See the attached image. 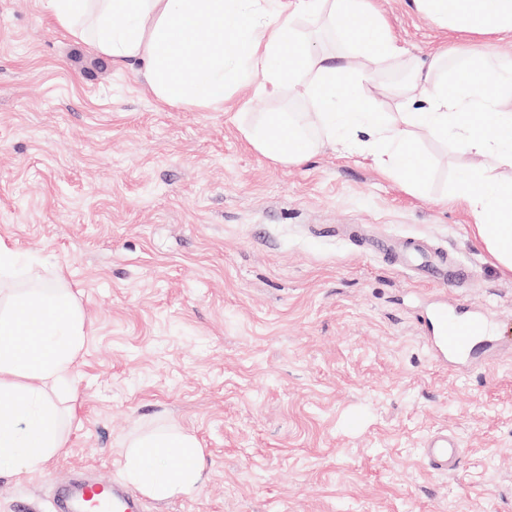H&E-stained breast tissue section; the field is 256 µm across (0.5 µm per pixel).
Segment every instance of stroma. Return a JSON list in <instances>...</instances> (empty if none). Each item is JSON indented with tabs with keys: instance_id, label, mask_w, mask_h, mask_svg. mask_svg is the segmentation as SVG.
Here are the masks:
<instances>
[{
	"instance_id": "obj_1",
	"label": "stroma",
	"mask_w": 512,
	"mask_h": 512,
	"mask_svg": "<svg viewBox=\"0 0 512 512\" xmlns=\"http://www.w3.org/2000/svg\"><path fill=\"white\" fill-rule=\"evenodd\" d=\"M407 48L373 93L467 38L410 0H370ZM229 90L220 111L171 106L137 67L52 25L43 0H0V241L63 276L86 319L68 447L0 478V512H53L55 482L121 479L127 441L193 434L199 492L144 512H512V273L451 197L474 160L416 129L420 193L363 158L320 146L283 165L240 126L289 112ZM432 238L474 273L462 293L495 327L491 358L432 360L416 316L445 296L335 232ZM456 433L460 469L422 462Z\"/></svg>"
}]
</instances>
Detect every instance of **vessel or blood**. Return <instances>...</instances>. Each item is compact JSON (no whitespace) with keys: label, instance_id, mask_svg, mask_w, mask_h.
<instances>
[{"label":"vessel or blood","instance_id":"obj_1","mask_svg":"<svg viewBox=\"0 0 512 512\" xmlns=\"http://www.w3.org/2000/svg\"><path fill=\"white\" fill-rule=\"evenodd\" d=\"M370 250L389 257L394 266L417 281L438 288H458L472 277L471 268L452 257L444 246L418 238H378ZM416 322L440 359L462 361L476 357L490 341L480 310L455 297L420 312ZM422 458L433 472H455L462 461L460 441L448 431L434 432L424 442ZM53 503L55 512H138L140 508L132 493L103 481L85 482L74 488L57 486Z\"/></svg>","mask_w":512,"mask_h":512}]
</instances>
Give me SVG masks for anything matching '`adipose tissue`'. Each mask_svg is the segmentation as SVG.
<instances>
[{"mask_svg":"<svg viewBox=\"0 0 512 512\" xmlns=\"http://www.w3.org/2000/svg\"><path fill=\"white\" fill-rule=\"evenodd\" d=\"M448 31L478 37L451 74L444 53L410 69L389 87L404 106L381 111L372 93L376 70L406 56L369 0H46L53 21L74 41L115 63H140L155 97L172 105L224 108V92L246 84L276 99L298 91L313 124L347 152L421 191L412 168L410 129L421 128L479 159L462 169L453 195L476 219V235L497 264L512 271V184L495 178L512 168V55L482 37L512 34V0H412ZM330 24L338 51L319 49L299 29L303 19ZM368 56L373 66L356 64ZM242 133L263 156L304 161L316 143L288 113L259 116ZM28 307L38 318L21 322ZM86 342L85 317L69 289L31 280L0 291V472H33L67 446L63 403L74 391L75 361ZM203 450L191 434L160 429L132 438L123 477L164 500L198 493Z\"/></svg>","mask_w":512,"mask_h":512,"instance_id":"1","label":"adipose tissue"}]
</instances>
